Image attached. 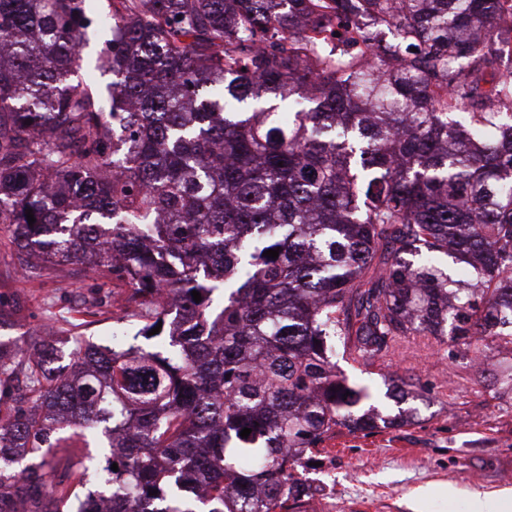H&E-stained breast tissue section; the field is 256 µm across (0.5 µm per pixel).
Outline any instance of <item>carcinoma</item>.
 Returning a JSON list of instances; mask_svg holds the SVG:
<instances>
[{"instance_id": "obj_1", "label": "carcinoma", "mask_w": 512, "mask_h": 512, "mask_svg": "<svg viewBox=\"0 0 512 512\" xmlns=\"http://www.w3.org/2000/svg\"><path fill=\"white\" fill-rule=\"evenodd\" d=\"M96 2L0 0V224L41 273L123 282L137 332L61 318L64 375L52 336L0 342V512H98L93 473L110 512H282L303 453L398 420L336 351L512 354V0Z\"/></svg>"}]
</instances>
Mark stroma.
I'll return each mask as SVG.
<instances>
[{"mask_svg": "<svg viewBox=\"0 0 512 512\" xmlns=\"http://www.w3.org/2000/svg\"><path fill=\"white\" fill-rule=\"evenodd\" d=\"M24 251L0 224V309L12 326L0 336L40 330L54 314L83 310L85 335L109 338L120 314L110 288L98 287L73 263L42 277L24 274ZM350 383L367 388L368 405L394 416L418 417L368 435L339 432L300 473L317 494L311 506L326 512H479L478 494L512 490V362L487 341L464 345L410 336L384 364L339 361ZM412 383L415 396L396 404L383 376Z\"/></svg>", "mask_w": 512, "mask_h": 512, "instance_id": "stroma-1", "label": "stroma"}]
</instances>
